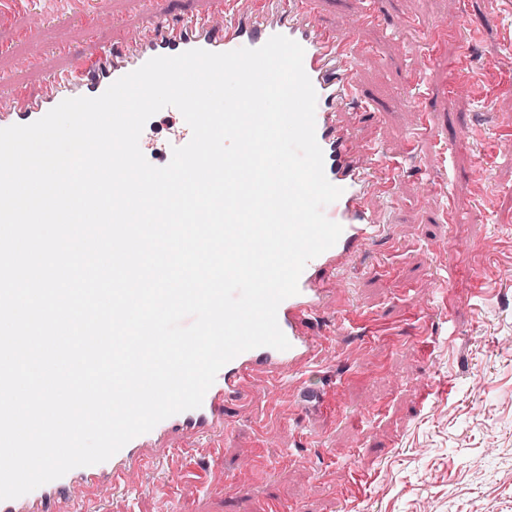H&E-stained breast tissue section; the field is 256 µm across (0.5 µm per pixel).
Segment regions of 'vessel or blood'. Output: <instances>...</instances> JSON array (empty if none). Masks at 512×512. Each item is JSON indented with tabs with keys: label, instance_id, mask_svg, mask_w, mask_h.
Masks as SVG:
<instances>
[{
	"label": "vessel or blood",
	"instance_id": "b4317fda",
	"mask_svg": "<svg viewBox=\"0 0 512 512\" xmlns=\"http://www.w3.org/2000/svg\"><path fill=\"white\" fill-rule=\"evenodd\" d=\"M319 4L320 0H210L207 10L176 19L169 14L167 0H136L146 20L144 27L89 56H73L68 46L57 45L56 53L67 62L49 74L39 90L16 83L0 91V128L25 125L64 99L101 95L151 58L192 49L257 48L281 34L304 49L303 66L317 94L316 138L324 154V172L342 190L324 209L329 220L341 225L340 238L307 263L297 294L278 307L277 321L290 342L288 350L259 347L237 355L218 372L201 407L164 419L105 462L72 469L24 496L1 500L0 512H91V505L107 494L137 484L145 470L182 455L178 440L211 439L223 433L226 419L256 383L275 386L296 381L321 351L318 326L340 291V266L385 236L380 202L393 195L396 177L384 174L375 140L357 139L353 132L358 122L379 127L383 109L357 119L349 110L357 93L353 72L367 50L362 34L381 22V12L372 2L361 20L341 36L322 21Z\"/></svg>",
	"mask_w": 512,
	"mask_h": 512
}]
</instances>
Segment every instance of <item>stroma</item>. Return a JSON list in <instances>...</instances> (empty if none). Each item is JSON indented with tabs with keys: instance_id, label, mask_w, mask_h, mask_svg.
<instances>
[{
	"instance_id": "1",
	"label": "stroma",
	"mask_w": 512,
	"mask_h": 512,
	"mask_svg": "<svg viewBox=\"0 0 512 512\" xmlns=\"http://www.w3.org/2000/svg\"><path fill=\"white\" fill-rule=\"evenodd\" d=\"M380 25L354 73L358 109L385 104L378 131L398 173L386 241L342 270L335 332L303 380L257 387L218 451L142 474L134 501L105 512H512V0H379ZM102 24H43V61L0 24V77L38 87L53 47L88 54L143 23L131 0H88ZM428 39H421V32ZM426 126L430 138L411 141ZM479 139L461 138L464 127ZM447 288H440V280ZM482 457L481 468L471 461Z\"/></svg>"
}]
</instances>
